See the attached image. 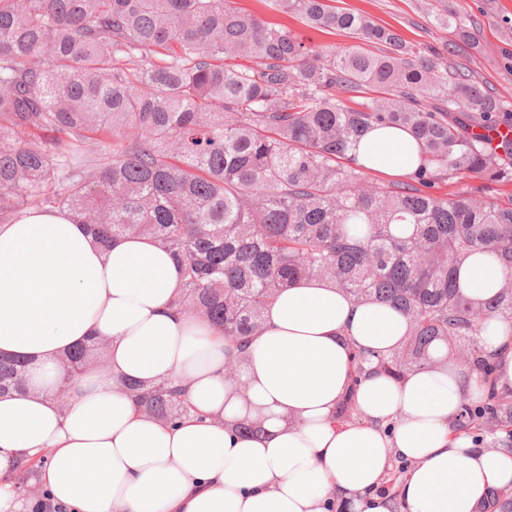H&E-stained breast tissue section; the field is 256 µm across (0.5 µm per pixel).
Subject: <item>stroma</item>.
Wrapping results in <instances>:
<instances>
[{
    "label": "stroma",
    "mask_w": 512,
    "mask_h": 512,
    "mask_svg": "<svg viewBox=\"0 0 512 512\" xmlns=\"http://www.w3.org/2000/svg\"><path fill=\"white\" fill-rule=\"evenodd\" d=\"M235 3L266 20L286 24L296 34L314 42L336 47L350 43L345 35L311 30L300 18L274 12L261 0ZM335 5L392 27L406 41L421 46H441L454 37L451 30L436 27V13L449 9L460 13L471 33L464 47L463 63L477 80L512 102V0H335Z\"/></svg>",
    "instance_id": "35a3bbf8"
}]
</instances>
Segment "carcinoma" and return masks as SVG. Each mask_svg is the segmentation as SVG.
<instances>
[{"mask_svg": "<svg viewBox=\"0 0 512 512\" xmlns=\"http://www.w3.org/2000/svg\"><path fill=\"white\" fill-rule=\"evenodd\" d=\"M272 2L357 43L315 44L234 0H0V221L48 206L88 225L101 248L152 237L183 266L176 305L241 341L302 278L386 302L409 332L389 355L353 349L356 375H404L442 346L488 385L453 427L512 451V395L490 386L477 338L490 316L512 324V198L436 192L471 175L512 182V139L493 144L512 127V103L456 61L470 33L451 10L436 22L458 39L422 48L331 0ZM375 125L417 141L405 180L375 185L353 154ZM478 250L504 273L485 305L456 281ZM106 355L94 339L62 362L75 374ZM25 365L0 358V393L24 387ZM127 390L164 424L189 414L171 382ZM356 419L351 389L336 420ZM488 503L512 512V492Z\"/></svg>", "mask_w": 512, "mask_h": 512, "instance_id": "carcinoma-1", "label": "carcinoma"}]
</instances>
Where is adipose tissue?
<instances>
[{
    "instance_id": "obj_1",
    "label": "adipose tissue",
    "mask_w": 512,
    "mask_h": 512,
    "mask_svg": "<svg viewBox=\"0 0 512 512\" xmlns=\"http://www.w3.org/2000/svg\"><path fill=\"white\" fill-rule=\"evenodd\" d=\"M357 159L402 178L418 162L403 128L367 131ZM462 294L496 296L503 273L479 251L458 271ZM182 268L151 238L100 249L64 209L0 225V355L28 362L27 387L0 394V512H21L20 466L47 454L41 485L70 512H483L512 491V454L475 445L451 424L480 387L445 360L396 378L363 376L358 418L336 421L355 372L353 347L393 352L409 323L381 302L353 301L311 277L276 293L264 330L239 360L233 340L171 300ZM98 336L108 364L70 375L61 355ZM498 390L512 391V326L485 320ZM184 380L192 407L174 425L148 418L125 388ZM69 386L67 405L54 398ZM256 426L253 434L242 425ZM396 497L381 486L397 463Z\"/></svg>"
}]
</instances>
